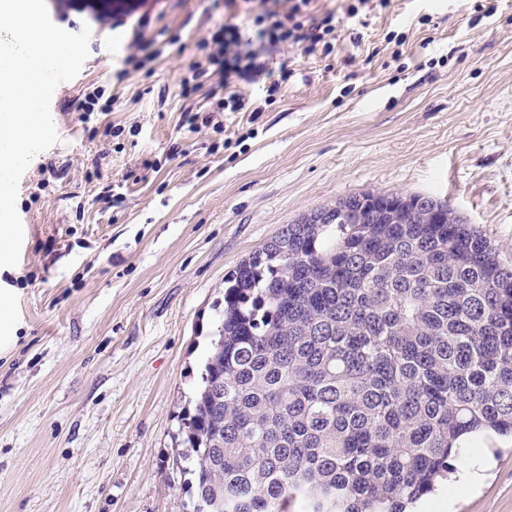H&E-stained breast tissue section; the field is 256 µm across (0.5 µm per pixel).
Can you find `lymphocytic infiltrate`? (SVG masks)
I'll return each instance as SVG.
<instances>
[{"label":"lymphocytic infiltrate","mask_w":512,"mask_h":512,"mask_svg":"<svg viewBox=\"0 0 512 512\" xmlns=\"http://www.w3.org/2000/svg\"><path fill=\"white\" fill-rule=\"evenodd\" d=\"M315 0H224L227 22L215 25L197 45L188 77L180 82L183 98L194 97L209 86L213 103L209 110L186 107L185 130L199 132L223 127L228 112H247L251 106L237 88L238 82L259 84L275 94L287 79V67L268 68L260 59L261 48L288 45L314 53L336 33V14H314Z\"/></svg>","instance_id":"lymphocytic-infiltrate-1"}]
</instances>
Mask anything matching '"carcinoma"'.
Returning <instances> with one entry per match:
<instances>
[{"instance_id":"cac0c4a2","label":"carcinoma","mask_w":512,"mask_h":512,"mask_svg":"<svg viewBox=\"0 0 512 512\" xmlns=\"http://www.w3.org/2000/svg\"><path fill=\"white\" fill-rule=\"evenodd\" d=\"M483 432L512 435V268L448 203L351 195L224 275L196 512H410Z\"/></svg>"}]
</instances>
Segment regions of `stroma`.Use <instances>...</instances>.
I'll return each instance as SVG.
<instances>
[{
	"instance_id": "35a3bbf8",
	"label": "stroma",
	"mask_w": 512,
	"mask_h": 512,
	"mask_svg": "<svg viewBox=\"0 0 512 512\" xmlns=\"http://www.w3.org/2000/svg\"><path fill=\"white\" fill-rule=\"evenodd\" d=\"M336 13L335 49L282 47L293 74L259 118L181 127L180 80L222 0H86L51 20L90 27L59 84V141L23 174L19 262L0 267L13 340L0 346V512H193L182 431L224 275L286 225L364 192L445 201L512 268V0H388ZM178 52L117 84L130 24ZM116 96L81 123L84 89ZM485 480L430 512H512V439L479 436Z\"/></svg>"
}]
</instances>
